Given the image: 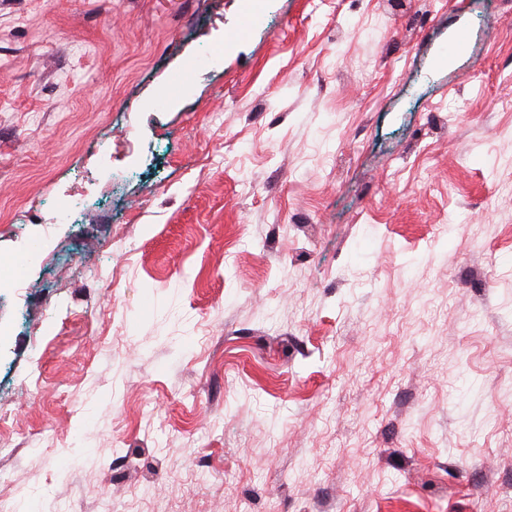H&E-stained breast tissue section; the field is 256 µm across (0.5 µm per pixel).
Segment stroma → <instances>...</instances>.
Here are the masks:
<instances>
[{"label": "stroma", "instance_id": "1", "mask_svg": "<svg viewBox=\"0 0 512 512\" xmlns=\"http://www.w3.org/2000/svg\"><path fill=\"white\" fill-rule=\"evenodd\" d=\"M244 2L0 0V512H512V0Z\"/></svg>", "mask_w": 512, "mask_h": 512}]
</instances>
